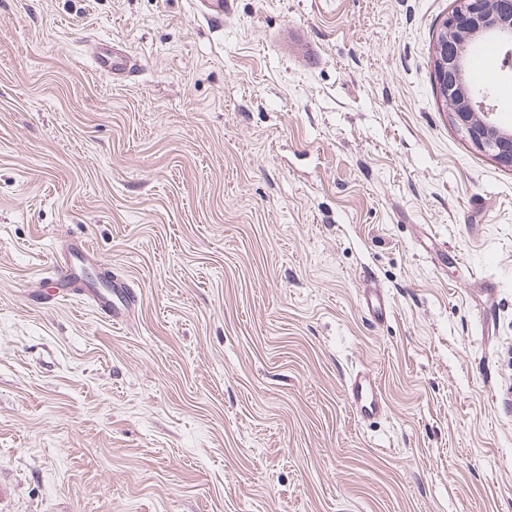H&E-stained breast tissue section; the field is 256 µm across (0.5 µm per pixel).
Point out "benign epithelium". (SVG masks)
Returning <instances> with one entry per match:
<instances>
[{"mask_svg":"<svg viewBox=\"0 0 512 512\" xmlns=\"http://www.w3.org/2000/svg\"><path fill=\"white\" fill-rule=\"evenodd\" d=\"M501 46L500 77L512 76V0H457L440 22L432 48L438 105L477 148L512 168V128L496 119L498 105L474 88L471 48L487 37Z\"/></svg>","mask_w":512,"mask_h":512,"instance_id":"7a95c632","label":"benign epithelium"}]
</instances>
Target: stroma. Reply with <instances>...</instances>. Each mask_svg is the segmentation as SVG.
I'll return each mask as SVG.
<instances>
[{
    "label": "stroma",
    "instance_id": "obj_1",
    "mask_svg": "<svg viewBox=\"0 0 512 512\" xmlns=\"http://www.w3.org/2000/svg\"><path fill=\"white\" fill-rule=\"evenodd\" d=\"M455 6L0 0V512H512V169L437 106ZM76 238L122 321L45 297ZM97 308L114 321H120L125 311L131 308L137 301V295L133 288H113L112 297L99 291H90ZM115 295L117 302L113 300ZM350 407L362 420L376 419L386 409V401L369 374H356L346 384Z\"/></svg>",
    "mask_w": 512,
    "mask_h": 512
}]
</instances>
